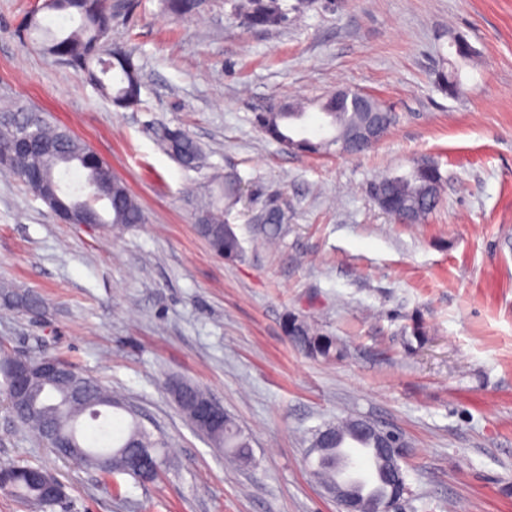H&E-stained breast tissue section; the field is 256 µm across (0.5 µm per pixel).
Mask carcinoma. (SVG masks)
<instances>
[{
    "label": "carcinoma",
    "instance_id": "1",
    "mask_svg": "<svg viewBox=\"0 0 512 512\" xmlns=\"http://www.w3.org/2000/svg\"><path fill=\"white\" fill-rule=\"evenodd\" d=\"M163 8L177 18H190L201 12L205 0H161ZM305 0H296L293 5L284 0H232L231 15L244 25L255 28L276 27L287 19L288 11L299 10ZM121 5L112 0H52L47 11L64 18H78L79 25L69 32L55 30L43 24L39 10L28 11L17 26L18 37L33 41L56 61L83 72L87 79L121 109H134L141 103L140 66L134 62L131 52L110 44L112 20L118 16ZM322 114L334 129L328 139L315 141L294 135L296 122L305 117L299 103L284 102L278 109L261 112L256 116L259 128L270 139L281 144L291 142L293 148L307 153H317L336 145V140L345 138L354 128L371 119L392 126L395 116L370 98L364 107L345 111L336 110V99L329 98L321 105ZM39 137L50 143L52 149L33 152L24 157H15L7 143H0V171L17 177L29 190H35L29 172H41L51 179L64 166L77 165L91 177L98 171L99 161L93 152L74 137L69 130L42 122L38 127ZM163 151L180 166L200 169L205 164V153L201 144L181 128H167L160 137ZM444 182L439 166L421 167L414 164L403 175H386L377 179L373 186L378 189L376 204L390 215L398 212V204L412 206V222L428 218L438 207L440 195L427 194L430 188L438 189ZM240 180L234 174H216L207 189L200 194L195 208L196 230L208 243L213 254L227 261H234L243 254L242 242L228 220V216L239 203ZM108 204L100 212V223L107 233L118 235L145 221L141 207L134 201L121 179L112 177L101 188ZM264 223L260 233L269 241L283 235L288 221V208L279 199L271 197L264 207ZM0 298L4 305L15 309L43 307V299L32 292H18L7 283H0ZM284 331L293 343L313 357L339 358L342 349L336 340L320 331L315 325L295 314H288L283 323ZM0 375L3 376V393L21 422L43 438L46 422H51L63 438V445L70 448L64 459L82 467H94V463L105 458L110 465L102 472L106 475H128L139 478L127 457L133 447L144 448L153 462V468L161 470L165 463V441L154 436L137 419H131L116 429L112 444L98 446L99 439L88 434L82 426V418L93 421L109 420L105 408H117L119 404L93 377L73 371L53 381L33 379L28 392L18 398L11 391V376L8 357H0ZM173 391L180 395L177 406L186 418L224 454L240 463L251 460L250 436L235 421L228 418L220 432H213L202 425L196 415V404L209 399L208 394L192 383H178ZM358 419L339 420L329 425L330 435L325 446L319 450L313 467L326 483L336 484L333 478L336 465L345 456L346 440H352L364 448L374 451V465L380 480V489L375 493L361 491L359 481L348 482L353 493L369 500H379L388 492V477L382 470L380 444L373 436L362 431ZM35 466L0 464V490L21 502L47 507L56 499L45 495L28 476L40 472Z\"/></svg>",
    "mask_w": 512,
    "mask_h": 512
}]
</instances>
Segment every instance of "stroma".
<instances>
[{
	"label": "stroma",
	"mask_w": 512,
	"mask_h": 512,
	"mask_svg": "<svg viewBox=\"0 0 512 512\" xmlns=\"http://www.w3.org/2000/svg\"><path fill=\"white\" fill-rule=\"evenodd\" d=\"M112 41L141 67L142 103L119 109L83 74L23 42L36 0H0V107L37 109L104 158L146 221L113 238L61 222L0 175V282L44 300L0 308V348L46 352L94 376L169 443L159 479L112 481L31 439L0 404V463L41 466L63 485L38 509L0 492V512H337L308 462L317 429L341 416L399 432L408 492L398 512H512V0H308L253 29L229 0L178 20L136 0ZM473 54H455L456 39ZM457 70L459 94L438 83ZM340 88L395 112L374 148L311 155L266 137L258 112L287 99L309 112ZM186 129L207 156L188 170L158 145ZM437 163L436 211L399 224L375 203L378 174ZM231 171L243 255L215 257L195 230L209 173ZM288 207L268 244L252 217L265 195ZM296 313L334 336L342 359L285 335ZM426 336H409L413 320ZM204 389L251 435L253 461L227 463L175 402Z\"/></svg>",
	"instance_id": "obj_1"
}]
</instances>
